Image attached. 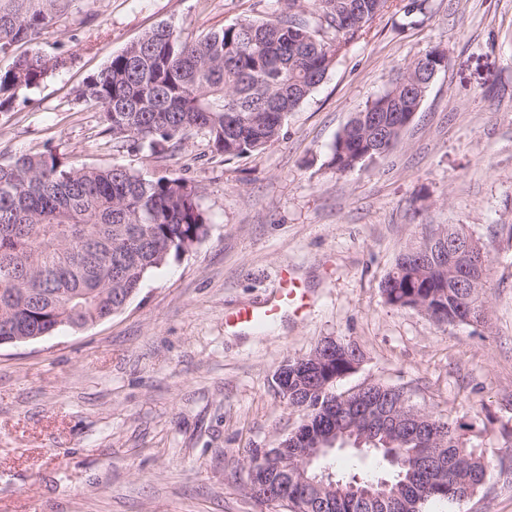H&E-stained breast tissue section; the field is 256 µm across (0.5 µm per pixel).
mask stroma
Here are the masks:
<instances>
[{
  "instance_id": "obj_1",
  "label": "stroma",
  "mask_w": 512,
  "mask_h": 512,
  "mask_svg": "<svg viewBox=\"0 0 512 512\" xmlns=\"http://www.w3.org/2000/svg\"><path fill=\"white\" fill-rule=\"evenodd\" d=\"M275 0H70L38 50L68 64L0 111V161L52 148L65 161L170 171L194 185L208 233L152 271L120 312L0 346V512H273L249 463L294 430L275 377L328 337L363 359L334 390L380 381L417 407L482 426L512 461V0H426L415 25L373 21L289 114L277 142L232 161L203 135L154 158L102 132L76 89L160 23L193 33L262 20ZM448 65L401 141L350 173L337 133L427 50ZM464 226L490 260L482 324L386 303L380 285L426 232ZM305 314L236 330L284 279ZM429 512H512V470Z\"/></svg>"
}]
</instances>
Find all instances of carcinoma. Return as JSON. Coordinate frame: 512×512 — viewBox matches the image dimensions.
Returning a JSON list of instances; mask_svg holds the SVG:
<instances>
[{
    "label": "carcinoma",
    "mask_w": 512,
    "mask_h": 512,
    "mask_svg": "<svg viewBox=\"0 0 512 512\" xmlns=\"http://www.w3.org/2000/svg\"><path fill=\"white\" fill-rule=\"evenodd\" d=\"M61 2L0 0V54L33 44L52 29ZM393 2L284 0L265 21L243 19L198 36L162 23L87 76L76 97L101 107L103 133L114 140L160 155L201 132L211 153L231 161L278 141L288 114ZM423 9L422 0H408L400 8L404 24H414ZM432 53L409 63L345 124L332 145L330 167L347 173L388 153L365 122L371 113L389 139H401L400 118L419 111L427 92L425 61ZM65 64L60 56L38 51L15 57L0 72V109ZM207 233L198 191L173 172L146 178L121 165H72L50 148L0 161V337L50 336L123 310L148 274L180 258ZM402 257L404 263L394 265L381 283L389 304L414 310L435 292L440 310L466 317L465 293L449 287L446 271L421 266L406 252ZM356 359L353 349L336 355L332 371L341 376ZM388 389L374 382L367 394L379 408L442 420L408 396L398 406L387 402ZM339 398L319 381L309 390L288 381V404L306 416V430L316 432L332 420L352 422L338 412ZM446 423L455 468L444 491L428 484L424 495L374 505L343 493H307L290 480L269 504L287 512H427L433 503L455 502L459 490L475 496L497 460L479 450L474 423ZM363 450L410 464L429 452L389 431ZM255 469L250 488L263 498L273 471L266 462Z\"/></svg>",
    "instance_id": "obj_1"
}]
</instances>
